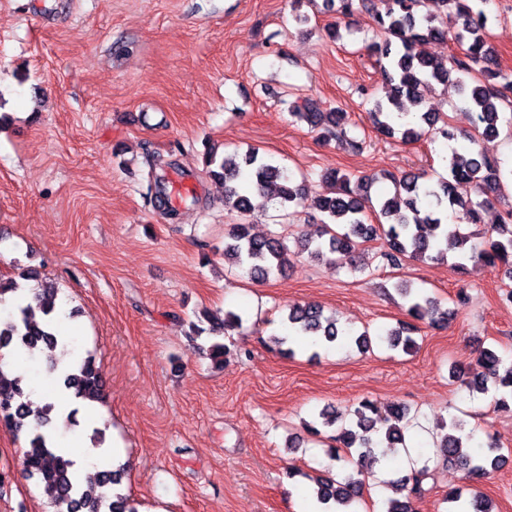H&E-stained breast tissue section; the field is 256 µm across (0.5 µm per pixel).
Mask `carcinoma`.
<instances>
[{"mask_svg": "<svg viewBox=\"0 0 512 512\" xmlns=\"http://www.w3.org/2000/svg\"><path fill=\"white\" fill-rule=\"evenodd\" d=\"M485 3L486 0H386L385 9L379 10L373 0H326L327 7L343 16L360 7L374 12L382 39L370 43L367 50L383 67L390 82L387 101H376L370 110L377 134L393 137L398 133L406 144L429 132L450 142L457 139L459 132L448 116L419 111L425 102L424 92L440 85L445 89L453 87L464 100L472 118V139L500 135L501 111L512 108V69L499 67L493 55ZM435 40L453 41L459 44L461 53L447 59L426 53L424 45ZM408 104L418 108L413 119L394 122L393 113L408 114ZM291 116L318 131L327 142L333 140L337 146L350 150L361 146L349 136L346 115L339 110H323L313 103L307 111L293 112ZM204 163L212 178L224 181V206L242 215L252 210L251 191L255 190L271 197L282 210L307 204L326 218L316 235L297 236L291 246L276 233L256 237L248 224L230 225L224 234V262L239 273L264 280L283 273L292 259L303 254L319 259L327 253L350 258V271L362 273L364 268L357 264L355 255L367 243L380 241L384 247L382 257L393 267L405 261L426 259L446 262L451 256L452 266L461 273L470 266L491 270L500 279L508 280L502 288V301L512 304V207L504 209L495 223H483V214L494 207L503 172L497 160L480 150L467 154L451 150L443 171L429 178L427 185L420 183L426 178L423 172L393 176L394 192L376 201L365 190V178H355L337 169L322 175L332 192L312 197L304 182L296 181L285 168L272 164L253 147L242 154L220 158L209 149L204 154ZM148 191L152 205L164 209L168 195L162 179L155 178ZM465 225H481L483 229L465 233ZM21 279L37 282L36 309L44 319L35 320L34 308L23 303L16 304L9 317L0 319V425L16 433L24 429L31 415L32 380L27 374L12 376L3 369L7 353L20 361L44 360L47 373L56 376V382L77 399L100 403L106 391L91 355L72 362L67 370H59L57 352H67L73 339L61 335L55 325L58 288L36 268L27 269ZM397 291L406 301V315L414 320L440 325L453 315L424 292L407 285L397 287ZM207 322L205 328L187 321V336L193 342L204 340L200 348L220 366L224 356L230 354L224 338L239 327L241 316L227 311L224 319L209 318ZM412 330L414 326L401 322L372 336L367 329L358 332L342 325L336 315L325 314L317 305H292L288 308L285 335L272 337V342L281 347L291 337L300 336L308 339L310 348L353 344L366 352L376 345L410 354L417 347ZM449 380L470 394H485L489 387H494V409L512 414V361L505 362L495 350L482 349L470 367L451 366ZM54 408V404L48 403L39 410L38 423L28 434L22 452V464L29 475L37 477L51 491L57 512H136L125 495L114 491L126 476L124 467L98 471L86 490L76 482L74 461L62 455L48 439L46 427L52 422ZM353 415L354 419L346 424L342 422V413L328 405L304 423V431L315 437L322 434L323 427H336L327 454L338 462L349 460L356 466L355 475L314 480L317 500L334 512H349L362 497L364 480L356 475L374 473L377 464L405 444L409 423L405 406L393 404L382 417L376 404L364 398ZM441 429L445 433L437 448L442 464L459 468L470 480L489 475L508 459L491 437L477 454L462 451L466 424L458 417L442 422ZM436 484L437 469L426 463L386 481L392 495L385 498L384 512H412L413 499L433 490ZM445 500L448 512H495L492 501L476 486L470 487L466 496L460 489H450Z\"/></svg>", "mask_w": 512, "mask_h": 512, "instance_id": "carcinoma-1", "label": "carcinoma"}]
</instances>
